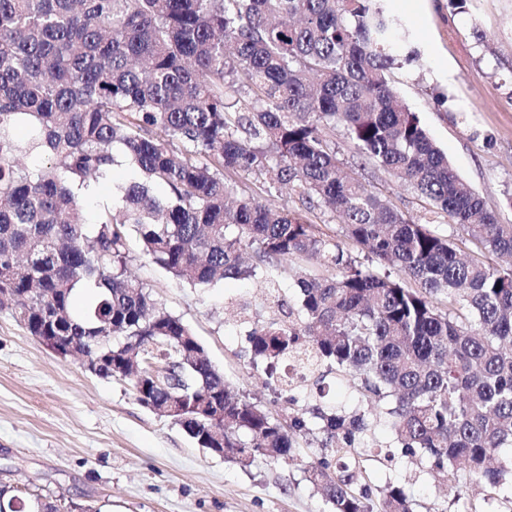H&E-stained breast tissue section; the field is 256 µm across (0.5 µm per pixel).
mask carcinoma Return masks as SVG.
Wrapping results in <instances>:
<instances>
[{"instance_id":"1","label":"carcinoma","mask_w":512,"mask_h":512,"mask_svg":"<svg viewBox=\"0 0 512 512\" xmlns=\"http://www.w3.org/2000/svg\"><path fill=\"white\" fill-rule=\"evenodd\" d=\"M382 2L0 0V310L92 360L170 368L150 398L196 440L224 422L240 464L317 445L304 473L332 512H415L404 483H370L365 462H396L374 433L383 418L401 454L442 481L462 466L491 494L512 485V263H499L512 259V224L400 101L389 74L405 32ZM338 125L470 247L349 176L330 144ZM117 149L120 205L90 215ZM240 172L339 218L343 238L239 195ZM132 236L192 288L264 269L278 313L249 331L253 365L282 393L295 364L303 397L272 411L208 357L185 360L201 343L128 272ZM313 257L320 275L294 265ZM290 271L301 298L286 309ZM329 377L352 381L354 407L326 400ZM19 498L63 509L0 482L8 512Z\"/></svg>"}]
</instances>
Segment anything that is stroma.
Returning <instances> with one entry per match:
<instances>
[{
	"label": "stroma",
	"mask_w": 512,
	"mask_h": 512,
	"mask_svg": "<svg viewBox=\"0 0 512 512\" xmlns=\"http://www.w3.org/2000/svg\"><path fill=\"white\" fill-rule=\"evenodd\" d=\"M409 34L417 59L391 73L455 172L503 222H512V0H470L466 12L448 0H385ZM346 169L415 220L456 237L445 213L365 163L344 130L332 136ZM132 276L194 330L213 365L247 399L275 396L254 368L246 336L267 318L262 278L225 279L192 288L132 248ZM301 464L262 457L249 465L200 448L170 418L142 406L117 379L90 374L78 358L62 359L10 314L0 311V482L74 501L93 512H331ZM372 484L405 480L417 512H507L504 493L458 481L461 496L438 483L418 459L395 466L369 462Z\"/></svg>",
	"instance_id": "obj_1"
}]
</instances>
